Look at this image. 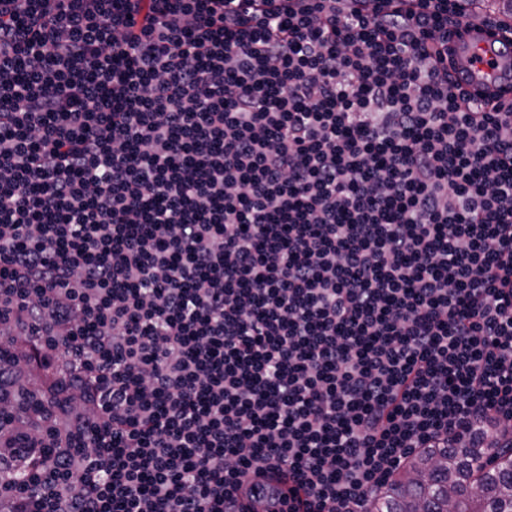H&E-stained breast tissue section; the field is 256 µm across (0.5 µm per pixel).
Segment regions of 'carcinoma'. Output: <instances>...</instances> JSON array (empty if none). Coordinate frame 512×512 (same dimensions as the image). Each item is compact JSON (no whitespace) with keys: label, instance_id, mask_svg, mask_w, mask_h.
<instances>
[{"label":"carcinoma","instance_id":"1","mask_svg":"<svg viewBox=\"0 0 512 512\" xmlns=\"http://www.w3.org/2000/svg\"><path fill=\"white\" fill-rule=\"evenodd\" d=\"M512 512V446L424 448L369 512Z\"/></svg>","mask_w":512,"mask_h":512}]
</instances>
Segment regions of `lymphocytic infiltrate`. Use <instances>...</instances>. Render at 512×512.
<instances>
[{"label":"lymphocytic infiltrate","instance_id":"f902f5d3","mask_svg":"<svg viewBox=\"0 0 512 512\" xmlns=\"http://www.w3.org/2000/svg\"><path fill=\"white\" fill-rule=\"evenodd\" d=\"M465 16L0 0V512H366L512 426V103L449 71Z\"/></svg>","mask_w":512,"mask_h":512}]
</instances>
